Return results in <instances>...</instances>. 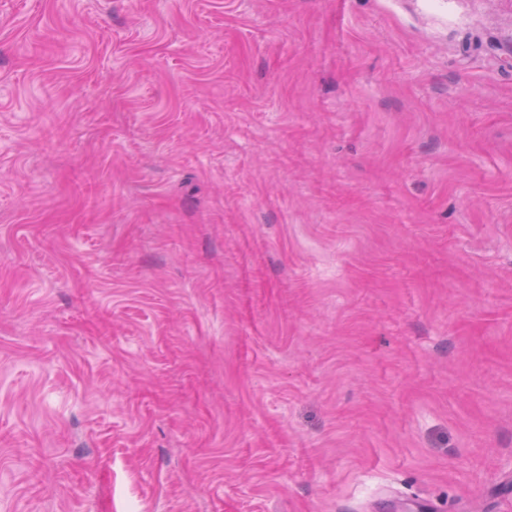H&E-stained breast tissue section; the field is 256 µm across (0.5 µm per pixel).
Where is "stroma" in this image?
<instances>
[{"mask_svg": "<svg viewBox=\"0 0 512 512\" xmlns=\"http://www.w3.org/2000/svg\"><path fill=\"white\" fill-rule=\"evenodd\" d=\"M0 512H512V0H0Z\"/></svg>", "mask_w": 512, "mask_h": 512, "instance_id": "35a3bbf8", "label": "stroma"}]
</instances>
